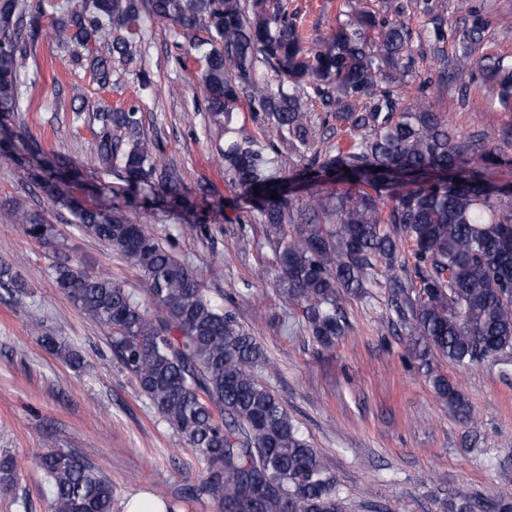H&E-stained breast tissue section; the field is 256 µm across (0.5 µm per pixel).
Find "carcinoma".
Returning <instances> with one entry per match:
<instances>
[{
	"mask_svg": "<svg viewBox=\"0 0 512 512\" xmlns=\"http://www.w3.org/2000/svg\"><path fill=\"white\" fill-rule=\"evenodd\" d=\"M48 7L46 0H0V133L22 111L28 60L45 35L74 64L90 61L104 88L112 85L115 65L135 58L139 0H80L56 16L49 33L42 26ZM149 8L200 63L207 110L224 132L243 98L293 153L314 145L313 99L345 129L348 138L336 142L335 154L299 183L279 175L275 161L246 140L225 144L224 174L262 202L266 238L276 245L279 296L300 308L319 346L332 349L346 336L344 301L367 294L381 272L409 353L421 360L434 393L477 423L431 358L460 369L512 360V184L497 186L485 176L498 162L489 135L461 140L425 100L404 97L397 75L415 67L409 20L421 16L438 81L445 86L475 67L497 107L512 112V60L478 56L491 20L470 0L458 7L464 22L451 26L446 0H395L389 19L357 9L335 33L308 40L285 0H150ZM102 33L112 35L107 56L92 51ZM259 61L275 80L256 76ZM72 101L79 102L75 118L95 130L98 164L131 190L150 181L173 205L188 204L178 178L161 164L159 146L145 139L135 108L99 105L87 112L79 95ZM44 164L36 184L71 211L79 231L140 273L138 298L68 259L53 266L57 288L87 319L111 330L113 357L180 442L205 461V477L184 497L208 499L219 512H346L335 473L259 380L257 370L270 363L251 331L209 299L190 268L132 221L126 206L102 208L66 190L83 181L78 165L61 158ZM10 215L32 239L56 238L39 213L17 205ZM406 242L413 246V280L400 260ZM0 288L26 294L21 274L5 262ZM30 327L64 362L80 363L41 317H31ZM34 461L52 512H112V483L88 454L41 451ZM14 479L12 457L1 455L0 485L7 489ZM446 507L512 512V488L483 497L460 488Z\"/></svg>",
	"mask_w": 512,
	"mask_h": 512,
	"instance_id": "cac0c4a2",
	"label": "carcinoma"
}]
</instances>
